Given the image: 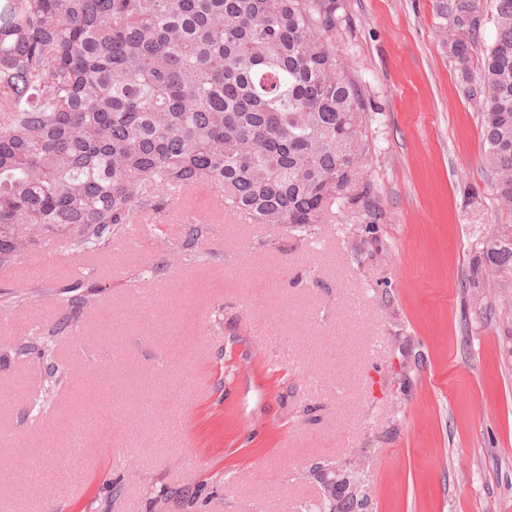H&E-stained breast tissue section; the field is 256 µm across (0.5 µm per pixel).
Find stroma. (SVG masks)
<instances>
[{"label": "stroma", "instance_id": "stroma-1", "mask_svg": "<svg viewBox=\"0 0 512 512\" xmlns=\"http://www.w3.org/2000/svg\"><path fill=\"white\" fill-rule=\"evenodd\" d=\"M345 3L329 39L367 136L313 233L246 223L203 182L131 226L133 249L46 241L0 263V459L56 473L37 489L0 468V512H307L350 475L355 512H512V267L473 264L512 211L493 199L480 110L436 0ZM193 217L210 223L186 252ZM77 283L89 301L60 303ZM34 335L45 354H18ZM92 376L112 383L111 418ZM163 414L179 432L159 447Z\"/></svg>", "mask_w": 512, "mask_h": 512}]
</instances>
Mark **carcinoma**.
I'll use <instances>...</instances> for the list:
<instances>
[{"mask_svg":"<svg viewBox=\"0 0 512 512\" xmlns=\"http://www.w3.org/2000/svg\"><path fill=\"white\" fill-rule=\"evenodd\" d=\"M342 0H0V263L77 249L207 181L253 224L309 230L351 182L365 102L326 34ZM475 0L439 25L481 110L482 160L512 209V0L478 76ZM477 262L512 265V233Z\"/></svg>","mask_w":512,"mask_h":512,"instance_id":"1","label":"carcinoma"}]
</instances>
